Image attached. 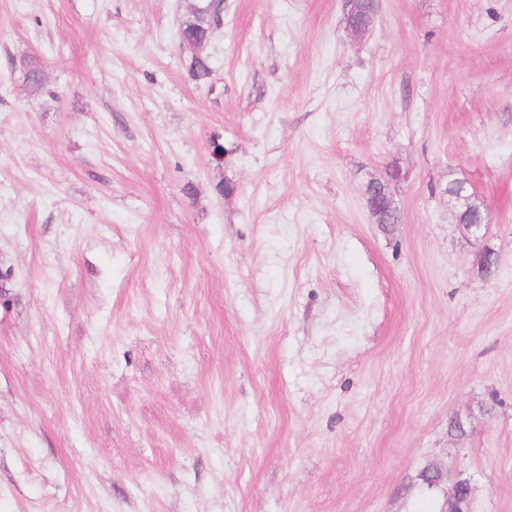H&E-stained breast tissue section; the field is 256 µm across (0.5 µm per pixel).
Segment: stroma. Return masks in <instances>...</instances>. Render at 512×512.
Here are the masks:
<instances>
[{"label": "stroma", "mask_w": 512, "mask_h": 512, "mask_svg": "<svg viewBox=\"0 0 512 512\" xmlns=\"http://www.w3.org/2000/svg\"><path fill=\"white\" fill-rule=\"evenodd\" d=\"M342 5L0 0V512H512V0ZM446 194L449 196L448 202H450L458 210V214L456 216L458 224H463L467 231L471 232L472 234L479 233L482 227L488 223V217L487 215L481 216L480 219L477 220L467 219L464 217L465 210L463 209L467 207L469 201V197L465 192V188H456L446 192ZM472 491V487L468 481H457L448 493L447 508L445 511L471 512L470 503Z\"/></svg>", "instance_id": "35a3bbf8"}]
</instances>
